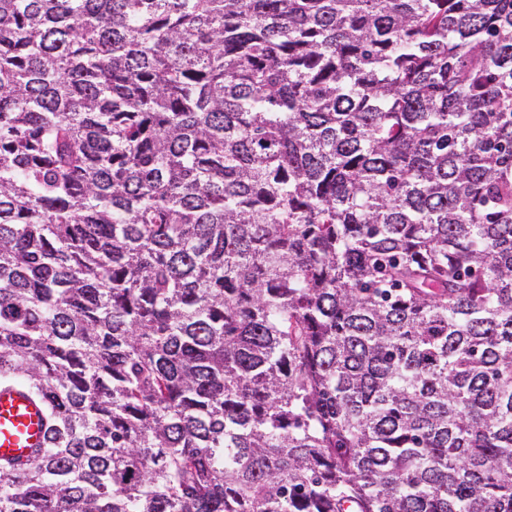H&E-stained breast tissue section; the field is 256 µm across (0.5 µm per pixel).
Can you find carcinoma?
<instances>
[{"label":"carcinoma","instance_id":"1","mask_svg":"<svg viewBox=\"0 0 512 512\" xmlns=\"http://www.w3.org/2000/svg\"><path fill=\"white\" fill-rule=\"evenodd\" d=\"M0 512H512V0H0ZM47 421L42 402L27 388L0 386V464H25L44 447Z\"/></svg>","mask_w":512,"mask_h":512}]
</instances>
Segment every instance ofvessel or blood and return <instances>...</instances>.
Wrapping results in <instances>:
<instances>
[{
  "mask_svg": "<svg viewBox=\"0 0 512 512\" xmlns=\"http://www.w3.org/2000/svg\"><path fill=\"white\" fill-rule=\"evenodd\" d=\"M47 421L42 402L27 388L0 386V463L25 464L43 448Z\"/></svg>",
  "mask_w": 512,
  "mask_h": 512,
  "instance_id": "b4317fda",
  "label": "vessel or blood"
}]
</instances>
